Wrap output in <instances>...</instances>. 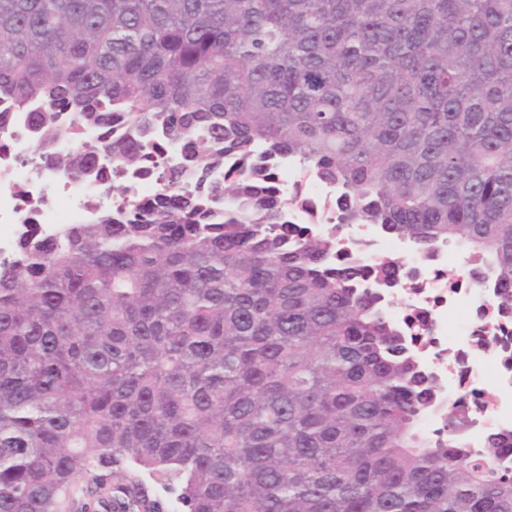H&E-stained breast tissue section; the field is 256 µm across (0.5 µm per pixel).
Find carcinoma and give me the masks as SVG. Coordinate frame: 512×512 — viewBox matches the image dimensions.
Segmentation results:
<instances>
[{"instance_id":"1","label":"carcinoma","mask_w":512,"mask_h":512,"mask_svg":"<svg viewBox=\"0 0 512 512\" xmlns=\"http://www.w3.org/2000/svg\"><path fill=\"white\" fill-rule=\"evenodd\" d=\"M61 134L119 114L139 167L194 140L197 192L0 261V512L79 496L144 512H512V463L434 385L332 237L281 223L255 145L344 194L346 219L471 247L512 289V0H0V98ZM231 151L240 176L210 183ZM80 184L92 157L60 155Z\"/></svg>"}]
</instances>
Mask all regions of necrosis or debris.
<instances>
[{
    "mask_svg": "<svg viewBox=\"0 0 512 512\" xmlns=\"http://www.w3.org/2000/svg\"><path fill=\"white\" fill-rule=\"evenodd\" d=\"M59 123L63 135L38 150L29 113L0 111V260L14 255L24 225L53 237L99 214L159 199L165 192L160 169L182 165L190 148L186 141L163 145L149 151L140 168L111 170L105 180L78 186L58 170L57 155L77 144L97 150L127 129L81 126L69 112L60 113ZM106 180L119 182V194L104 191ZM269 184L286 204L288 223L311 236L334 237L337 250L365 268L395 263L388 280L365 286L382 295L408 353L438 383L437 406L421 419L422 431L438 434L445 409L459 404L471 420L464 433L470 447H483L490 436L511 443L512 299L491 267L462 246L423 251L380 225L344 222L335 184L311 174L299 159L276 161Z\"/></svg>",
    "mask_w": 512,
    "mask_h": 512,
    "instance_id": "obj_1",
    "label": "necrosis or debris"
}]
</instances>
